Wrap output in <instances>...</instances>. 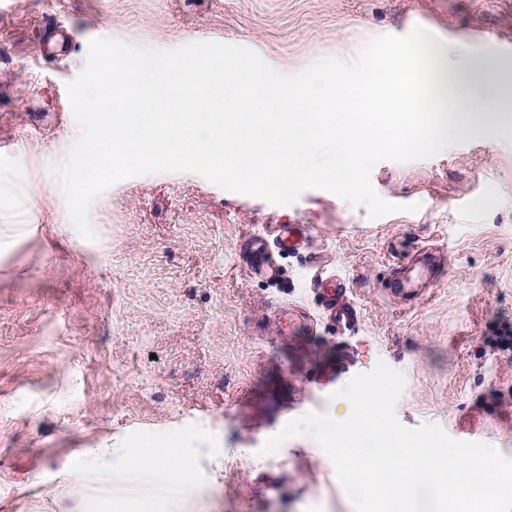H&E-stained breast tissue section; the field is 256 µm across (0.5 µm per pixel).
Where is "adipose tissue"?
I'll use <instances>...</instances> for the list:
<instances>
[{"label":"adipose tissue","mask_w":512,"mask_h":512,"mask_svg":"<svg viewBox=\"0 0 512 512\" xmlns=\"http://www.w3.org/2000/svg\"><path fill=\"white\" fill-rule=\"evenodd\" d=\"M398 59L393 53L372 61L371 75L382 76L389 90L378 100L367 101L363 112L353 111L346 97L302 90L268 93L265 82L243 65L219 69L212 82L223 89L225 98L238 99L241 87L250 85L265 112L262 121H234L228 135L207 141L191 137L186 124L189 117L209 115L213 94L198 91L169 58L129 59L105 68L100 76L102 84L127 100L124 120L116 131L82 144L79 160L101 178L121 167L178 157L204 161L278 190L307 175L331 176L339 185L354 188L359 169L376 148L409 152L423 140L488 133L512 100L504 93H481L491 68L487 58L438 50L432 82L444 111L434 127H425L420 117L428 101L411 91ZM329 140L336 144L333 156L328 165H316V155ZM179 448L177 439H169L165 449L146 450L130 465L145 473H164L170 491L180 492Z\"/></svg>","instance_id":"adipose-tissue-1"}]
</instances>
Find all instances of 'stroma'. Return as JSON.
<instances>
[{
	"label": "stroma",
	"mask_w": 512,
	"mask_h": 512,
	"mask_svg": "<svg viewBox=\"0 0 512 512\" xmlns=\"http://www.w3.org/2000/svg\"><path fill=\"white\" fill-rule=\"evenodd\" d=\"M49 19L74 34L55 60L37 51ZM418 26L512 62V0H0V512H132L158 494L166 512H355L312 438L259 450L307 412L346 418L335 391L380 361L406 376L402 424L512 458V347L489 342L512 328V131L379 162L371 183L400 210L378 219L325 190L276 206L149 174L95 198L89 241L49 172L79 134L65 87L92 39L234 44L289 75ZM277 224L303 228L305 247L276 254V277L251 273L247 237ZM427 249L436 273L390 297ZM320 277L346 284L350 334L321 310ZM286 307L313 334L278 335ZM170 436L186 483L167 497L162 474L126 461ZM90 448L95 471L73 482Z\"/></svg>",
	"instance_id": "obj_1"
}]
</instances>
